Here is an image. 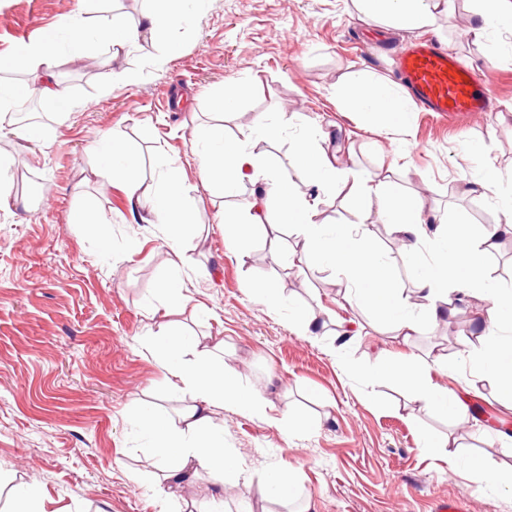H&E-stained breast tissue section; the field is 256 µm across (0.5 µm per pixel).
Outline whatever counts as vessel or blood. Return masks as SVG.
<instances>
[{
    "label": "vessel or blood",
    "mask_w": 512,
    "mask_h": 512,
    "mask_svg": "<svg viewBox=\"0 0 512 512\" xmlns=\"http://www.w3.org/2000/svg\"><path fill=\"white\" fill-rule=\"evenodd\" d=\"M400 73L424 111L459 119L488 108L489 80L478 78L436 43L418 44L403 52Z\"/></svg>",
    "instance_id": "1"
}]
</instances>
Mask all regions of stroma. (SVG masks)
I'll return each mask as SVG.
<instances>
[{
	"label": "stroma",
	"instance_id": "35a3bbf8",
	"mask_svg": "<svg viewBox=\"0 0 512 512\" xmlns=\"http://www.w3.org/2000/svg\"><path fill=\"white\" fill-rule=\"evenodd\" d=\"M165 10L164 0H0V87L23 89L46 115L31 140L0 121V155L15 175L12 203L0 209V512L20 508L12 485L38 488L37 512H432L447 498L474 500L476 512H512L511 491L468 469L477 456L487 472H512V447L497 437L512 429V399L479 382L462 357L480 344L481 302L397 336L347 299L334 268L300 269L261 244L244 258L226 246L222 216L254 187L246 179L230 192L202 184L195 162L198 136L223 126L316 197L324 224L374 222L393 286L409 294L433 243L398 251L378 222L385 200L311 185L292 164L294 147L306 139L340 152L361 179L387 177L420 195L429 226L480 235L498 224L501 204L465 191L464 181L470 149L483 144L484 164L512 182V26L474 35L475 0H453L431 35L476 75H490V111L452 126L415 108L404 127L385 131L371 114L348 111L341 90L358 70L401 82L397 56L419 32L382 33L352 0H183L178 23L160 34L117 53L99 43L73 53L72 18L90 29L115 16L138 27L148 12ZM49 33L64 107L41 94L34 73L9 63ZM114 72L139 80L110 81ZM261 120L272 137L253 132ZM105 136L136 158L142 199L166 176L184 185L193 227L179 253L103 162ZM77 209L99 216L98 230L73 223ZM259 282L278 288L281 306L250 295ZM166 284L188 298L168 314ZM295 306L317 315V338L292 331ZM347 327L353 337L336 348ZM169 331L223 342L225 364L268 404L262 415L213 410L240 473L236 492L217 496L213 474L202 470L179 498L165 494L141 412L149 406L174 421L190 402L168 389L158 362V338ZM405 356L437 391L465 404L467 421L423 407L396 380L361 375L377 358ZM447 360L457 369H444ZM428 436L454 439V451L424 448ZM283 466L295 471L292 494L269 496L266 485Z\"/></svg>",
	"mask_w": 512,
	"mask_h": 512
}]
</instances>
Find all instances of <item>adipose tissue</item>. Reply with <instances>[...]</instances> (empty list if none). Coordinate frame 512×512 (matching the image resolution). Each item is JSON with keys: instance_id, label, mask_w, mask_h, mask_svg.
Returning a JSON list of instances; mask_svg holds the SVG:
<instances>
[{"instance_id": "ef3b65f1", "label": "adipose tissue", "mask_w": 512, "mask_h": 512, "mask_svg": "<svg viewBox=\"0 0 512 512\" xmlns=\"http://www.w3.org/2000/svg\"><path fill=\"white\" fill-rule=\"evenodd\" d=\"M355 9L371 24L390 30H432L442 0H353ZM13 64L38 72L41 91L58 103L66 96L54 73L55 44L53 36L22 47L12 57ZM349 105L358 112L382 115L386 127L403 126L408 110L406 94L387 80L375 79L365 72H354L344 90ZM207 148L198 155V175L202 183L218 182L229 186L241 178L260 183L247 211L231 210L224 214V230L236 252L248 255L255 244L269 249L280 247L281 225L296 227L303 244L293 258L298 263L319 265L331 261L353 296L378 313L397 333L409 337L417 330L416 312L430 321L453 314L458 302L469 297L484 299L488 307L482 320V345L471 349L481 369V377L512 398V340L500 333L512 316V291L498 288L484 268V258L498 246L496 233L472 237L448 232L445 225L428 230L423 213L425 203L420 196L403 197L392 183L383 178L360 184L357 175L344 167L336 155L316 151L306 140L296 144L294 157L305 168L309 181L317 184L340 183L351 191H365L378 198H390L391 204L378 217L388 226L395 242L404 252H413L434 234L436 249L431 263L416 280L415 302H408L392 288L385 262L370 244L371 227L357 222L326 233L315 201L304 197L298 189L272 177L260 155L239 141H228L224 130L209 129ZM148 213L164 224L165 240L171 251H178L189 229L183 188L166 181L152 199ZM168 372L170 389L190 394L191 402L180 413L177 422H169L153 411H145L143 425L151 435L160 457L170 490H177L195 476L198 470L216 473L222 489H231L237 470L227 457L219 431L212 419L215 406L231 404L264 413L262 399L246 390L234 370L214 350L201 346L192 336L172 332L160 341ZM386 374L405 381L424 405L438 403L458 419L466 410L457 400H437L436 390L408 361L395 363L381 359L365 377Z\"/></svg>"}]
</instances>
